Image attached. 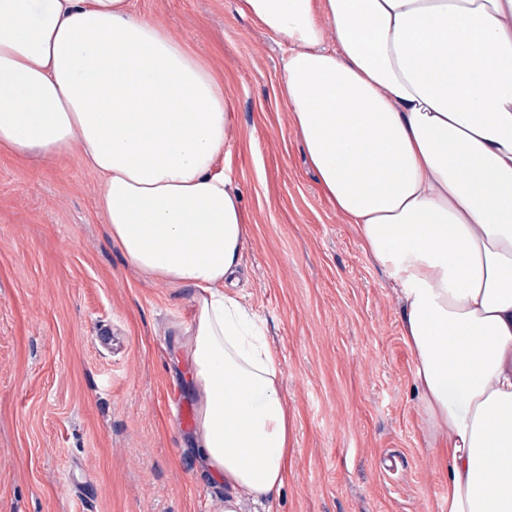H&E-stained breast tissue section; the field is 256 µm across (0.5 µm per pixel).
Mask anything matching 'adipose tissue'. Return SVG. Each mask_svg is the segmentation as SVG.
Returning <instances> with one entry per match:
<instances>
[{
    "label": "adipose tissue",
    "mask_w": 512,
    "mask_h": 512,
    "mask_svg": "<svg viewBox=\"0 0 512 512\" xmlns=\"http://www.w3.org/2000/svg\"><path fill=\"white\" fill-rule=\"evenodd\" d=\"M279 96L401 303L448 512H512V0H243ZM224 83L129 0H0V147H80L144 278L193 290V444L224 512L287 476L280 361L225 292L250 237Z\"/></svg>",
    "instance_id": "ef3b65f1"
}]
</instances>
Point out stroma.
<instances>
[{"mask_svg": "<svg viewBox=\"0 0 512 512\" xmlns=\"http://www.w3.org/2000/svg\"><path fill=\"white\" fill-rule=\"evenodd\" d=\"M224 79L251 236L226 290L279 355L292 428L272 512H444L401 305L323 193L277 96L280 40L242 0H132ZM79 148H0V512H224L201 467L191 289L141 277Z\"/></svg>", "mask_w": 512, "mask_h": 512, "instance_id": "stroma-1", "label": "stroma"}]
</instances>
